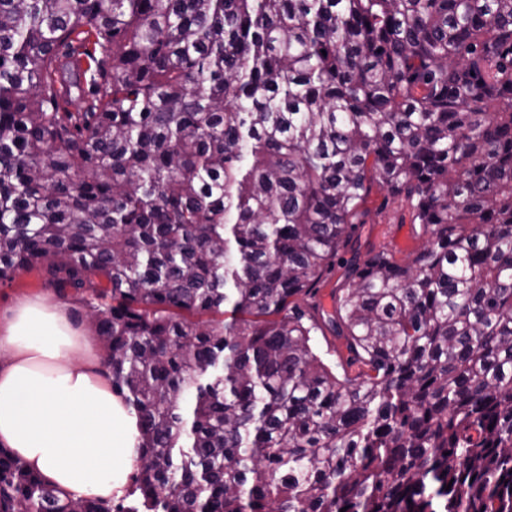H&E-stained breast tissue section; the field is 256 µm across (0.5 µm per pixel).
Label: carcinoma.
<instances>
[{
	"mask_svg": "<svg viewBox=\"0 0 512 512\" xmlns=\"http://www.w3.org/2000/svg\"><path fill=\"white\" fill-rule=\"evenodd\" d=\"M374 189L424 242L353 257L331 366L297 299ZM37 267L138 465L63 498L0 447V512H512V0H0V279Z\"/></svg>",
	"mask_w": 512,
	"mask_h": 512,
	"instance_id": "1",
	"label": "carcinoma"
}]
</instances>
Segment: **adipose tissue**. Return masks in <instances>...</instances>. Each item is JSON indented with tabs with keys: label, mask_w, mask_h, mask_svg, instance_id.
<instances>
[{
	"label": "adipose tissue",
	"mask_w": 512,
	"mask_h": 512,
	"mask_svg": "<svg viewBox=\"0 0 512 512\" xmlns=\"http://www.w3.org/2000/svg\"><path fill=\"white\" fill-rule=\"evenodd\" d=\"M0 446L65 495L121 496L138 429L63 305L21 302L0 323Z\"/></svg>",
	"instance_id": "obj_1"
}]
</instances>
